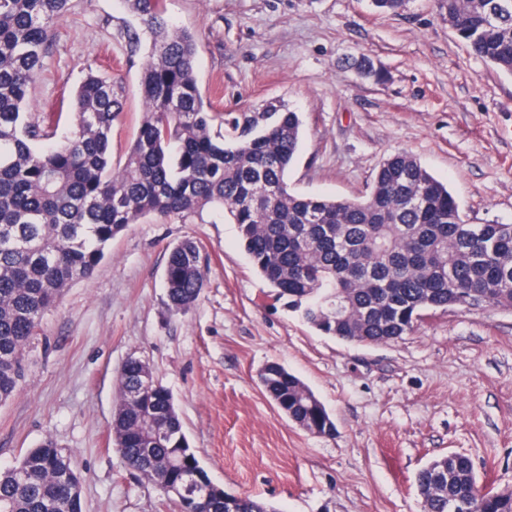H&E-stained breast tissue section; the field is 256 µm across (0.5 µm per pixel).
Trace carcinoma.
<instances>
[{"instance_id": "cac0c4a2", "label": "carcinoma", "mask_w": 512, "mask_h": 512, "mask_svg": "<svg viewBox=\"0 0 512 512\" xmlns=\"http://www.w3.org/2000/svg\"><path fill=\"white\" fill-rule=\"evenodd\" d=\"M150 44L139 74L144 115L125 162L112 169L122 87L92 72L70 111H27L54 27L70 0H0V403L18 392L26 348L72 282L90 279L112 239L149 216L229 218L253 266L324 335L366 345L398 340L424 313L464 311L465 298L512 307V223H465L448 188L415 158L395 154L354 201L304 197L288 186L302 121L273 104L217 112L196 77L198 38L166 17L165 0H126ZM472 52L512 75V0H439ZM224 123V134L214 131ZM206 257L190 239L165 270L169 309L184 312L206 286ZM131 356L118 373L113 442L124 465L160 485L175 465L199 467L202 490L179 512H276L249 495L224 503L191 448L173 397L144 387ZM262 386L312 433L336 426L321 401L274 363ZM423 512H512V491L480 493L472 460L435 459L415 476ZM82 512V482L47 438L0 470V509Z\"/></svg>"}]
</instances>
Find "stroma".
I'll return each mask as SVG.
<instances>
[{"instance_id": "obj_1", "label": "stroma", "mask_w": 512, "mask_h": 512, "mask_svg": "<svg viewBox=\"0 0 512 512\" xmlns=\"http://www.w3.org/2000/svg\"><path fill=\"white\" fill-rule=\"evenodd\" d=\"M167 16L197 32V79L216 111L299 113L293 192L362 198L379 165L405 153L447 185L468 223H512V75L470 51L438 0L397 14L371 0H167ZM136 25L122 0H71L28 105L52 111L91 70L113 77L117 166L144 112L122 37ZM361 57L382 80L352 68ZM184 239L208 259L206 286L173 314L164 271ZM270 292L230 221L128 225L27 347L19 390L0 404V468L49 438L82 478L83 512H179L113 447L117 374L136 355L172 393L211 481L277 512H421L417 472L455 452L512 490V309L439 310L403 339L363 345L320 333ZM271 362L323 403L334 436L275 406L258 378Z\"/></svg>"}]
</instances>
